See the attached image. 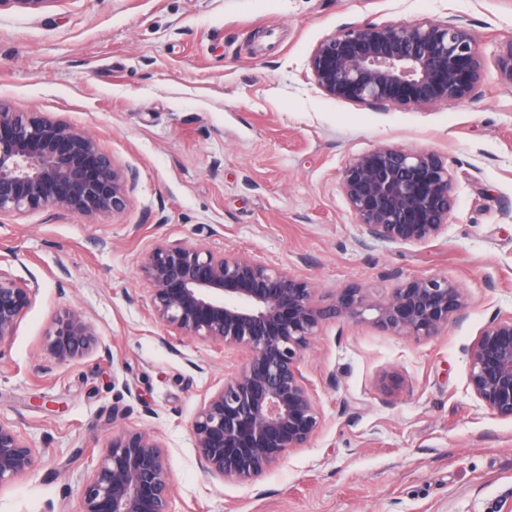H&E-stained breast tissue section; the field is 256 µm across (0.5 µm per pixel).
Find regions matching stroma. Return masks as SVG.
<instances>
[{"label":"stroma","mask_w":512,"mask_h":512,"mask_svg":"<svg viewBox=\"0 0 512 512\" xmlns=\"http://www.w3.org/2000/svg\"><path fill=\"white\" fill-rule=\"evenodd\" d=\"M458 19L486 74L465 102L399 110L325 96L308 59L365 22ZM512 44V0H47L0 6V103L61 118L136 172L124 209L96 219L55 209L0 218V255L37 293L0 346V422L34 466L0 487V512H79V485L113 434L154 432L176 512H512V421L467 386L468 350L512 314V84L495 60ZM381 145L439 153L456 203L419 244L365 240L339 187ZM243 253L307 281L333 304L370 300L416 276L462 288L464 320L417 341L368 322L322 323L301 369L322 424L249 484L198 462L191 421L244 354L163 341L141 257L179 240ZM97 343L60 363L43 349L67 310Z\"/></svg>","instance_id":"obj_1"}]
</instances>
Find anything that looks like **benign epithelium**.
I'll list each match as a JSON object with an SVG mask.
<instances>
[{"label":"benign epithelium","instance_id":"benign-epithelium-1","mask_svg":"<svg viewBox=\"0 0 512 512\" xmlns=\"http://www.w3.org/2000/svg\"><path fill=\"white\" fill-rule=\"evenodd\" d=\"M316 86L328 97L410 109L469 99L485 62L460 23L378 25L367 22L320 41L309 58ZM512 83V43L497 61ZM134 176L114 165L89 135L61 119L12 112L0 105V217L52 207L96 218L126 206ZM342 195L372 240L416 244L448 228L454 178L427 150L378 146L351 157L340 171ZM149 314L167 331L245 353L238 370L204 398L191 422L200 463L225 481L248 484L305 448L322 421L314 390L300 368L322 321L366 320L398 336L438 335L464 317L461 288L445 276L412 278L382 302L343 288L329 309L315 289L288 271L247 255L218 253L200 241L157 247L141 264ZM32 279L0 266V345L31 306ZM96 344L85 316L70 310L48 331L44 350L64 363ZM468 387L495 417L512 421V315H495L469 351ZM33 448L0 423V486L27 473ZM165 447L149 431L123 430L82 479L81 512H173Z\"/></svg>","mask_w":512,"mask_h":512}]
</instances>
